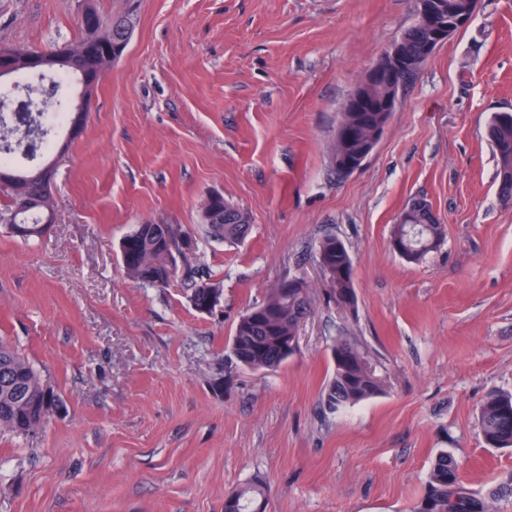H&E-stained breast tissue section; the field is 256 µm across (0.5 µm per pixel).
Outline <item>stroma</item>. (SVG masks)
<instances>
[{"instance_id":"obj_1","label":"stroma","mask_w":512,"mask_h":512,"mask_svg":"<svg viewBox=\"0 0 512 512\" xmlns=\"http://www.w3.org/2000/svg\"><path fill=\"white\" fill-rule=\"evenodd\" d=\"M90 2L133 14L134 35L61 154L55 222L29 242L0 225V338L57 397L36 433L0 431V512H224L258 476L266 512H412L444 450L469 492L512 486V448L479 424L488 394L512 391V202L486 137L512 111V0H479L344 177L340 113L415 0ZM81 35L78 0H0V45ZM212 193L250 214L243 241L205 232ZM420 198L445 241L411 263L390 236ZM147 221L192 242L163 288L120 259ZM328 234L354 259L348 307L324 291ZM193 272L223 286L211 311L190 300ZM295 277L312 289L298 352L272 370L231 363L239 316ZM344 338L383 392L332 412Z\"/></svg>"}]
</instances>
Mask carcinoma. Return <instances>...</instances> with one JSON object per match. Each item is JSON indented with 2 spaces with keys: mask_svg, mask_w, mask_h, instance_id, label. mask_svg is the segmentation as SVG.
I'll return each mask as SVG.
<instances>
[{
  "mask_svg": "<svg viewBox=\"0 0 512 512\" xmlns=\"http://www.w3.org/2000/svg\"><path fill=\"white\" fill-rule=\"evenodd\" d=\"M93 30L85 37L95 38L111 47L124 42L134 30V21L128 15L102 17L93 12ZM431 40V32L410 27L402 35L405 56L417 63V68H396L394 80L401 90L413 83L419 57ZM46 56L45 69L62 77L94 79L98 77L96 56L76 57L69 47L40 51ZM393 94L392 89L373 86L366 91L367 102L360 112H342L337 126H347L356 131L370 128L389 120L391 113L382 111L383 102ZM19 122L27 126L29 134L39 139L31 147V155L45 148L42 129L32 127L33 113L23 112ZM487 136L498 158L497 178L499 194L512 197V111L496 112L487 127ZM341 154L350 163H359L367 151L364 140L355 135L342 145L332 147L331 156ZM21 181L5 178L0 181V191L5 193L8 204L0 212V223L8 227L24 225L25 239L39 238L46 229L42 207L45 185L43 168L16 172ZM419 200L409 203L393 225L390 240L407 241L410 253L404 259L418 263L436 249L444 240V229L438 220L419 212ZM201 221L209 232L226 242L244 239L250 230V216L240 207L224 200L222 195L206 199L201 205ZM180 229L172 224H138L120 243V255L126 274L136 281H143L149 270L169 271L177 274L174 251L179 247ZM317 261L331 267L332 276L327 281L328 297L338 304L354 301L352 280L353 258L346 245L334 235L322 237L316 249ZM299 287L291 291L274 287L263 300L249 308L238 320L230 343V354L236 362L251 369L275 368L287 361L294 352L288 350V337L298 332L300 318L306 316L310 305V290L304 279H297ZM333 374L323 393V403L328 410L337 412L354 406L382 393L373 380L374 372L359 346L349 340H339L332 350ZM44 380L24 354L15 346L0 340V430L27 435L47 423L56 407V395L51 387H43ZM483 438L492 448L512 447V393L491 394L480 410ZM267 487L254 481L229 492L224 499V512H261ZM499 497V490L492 489L483 497H476L464 490L459 466L452 455L442 451L436 457L425 486V491L415 512H489L490 502Z\"/></svg>",
  "mask_w": 512,
  "mask_h": 512,
  "instance_id": "1",
  "label": "carcinoma"
}]
</instances>
